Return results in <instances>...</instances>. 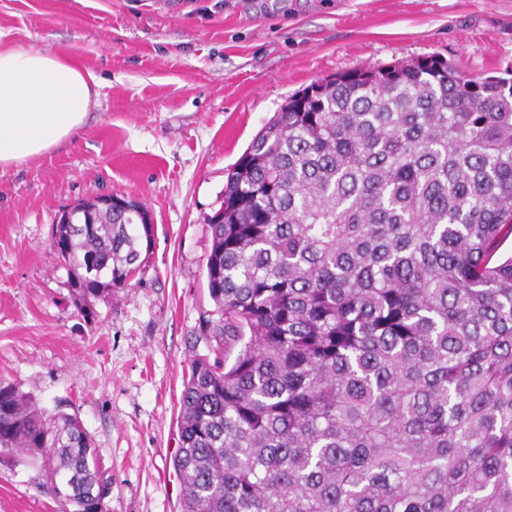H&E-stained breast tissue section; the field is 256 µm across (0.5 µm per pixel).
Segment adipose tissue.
Here are the masks:
<instances>
[{
  "label": "adipose tissue",
  "mask_w": 512,
  "mask_h": 512,
  "mask_svg": "<svg viewBox=\"0 0 512 512\" xmlns=\"http://www.w3.org/2000/svg\"><path fill=\"white\" fill-rule=\"evenodd\" d=\"M96 77L38 50L0 48V167L44 154L84 123Z\"/></svg>",
  "instance_id": "obj_1"
}]
</instances>
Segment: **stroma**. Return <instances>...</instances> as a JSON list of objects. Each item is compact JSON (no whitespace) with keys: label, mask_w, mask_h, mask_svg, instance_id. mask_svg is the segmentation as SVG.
Segmentation results:
<instances>
[{"label":"stroma","mask_w":512,"mask_h":512,"mask_svg":"<svg viewBox=\"0 0 512 512\" xmlns=\"http://www.w3.org/2000/svg\"><path fill=\"white\" fill-rule=\"evenodd\" d=\"M0 44L99 81L73 136L0 169V381L77 416L112 512H180L179 399L206 351V218L229 170L289 97L341 73L433 55L512 78V0H0ZM102 194L143 202L155 237L87 318L51 244ZM56 510L36 459L0 463V512Z\"/></svg>","instance_id":"35a3bbf8"}]
</instances>
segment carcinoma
Here are the masks:
<instances>
[{
    "label": "carcinoma",
    "mask_w": 512,
    "mask_h": 512,
    "mask_svg": "<svg viewBox=\"0 0 512 512\" xmlns=\"http://www.w3.org/2000/svg\"><path fill=\"white\" fill-rule=\"evenodd\" d=\"M82 207L52 246L88 318L154 227L134 199ZM207 225L181 512H512L511 80L433 56L313 84ZM24 456L69 512H112L77 417L1 381L0 459Z\"/></svg>",
    "instance_id": "1"
}]
</instances>
